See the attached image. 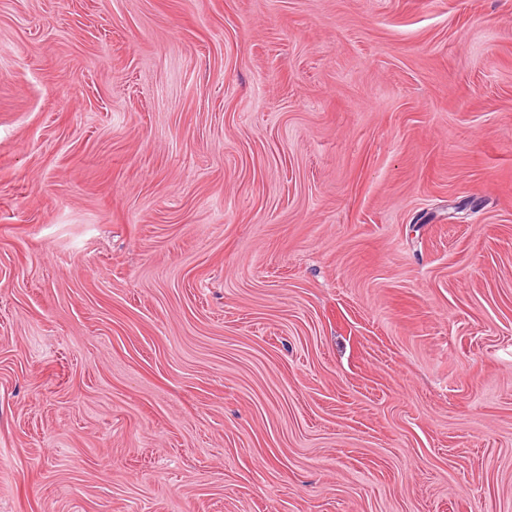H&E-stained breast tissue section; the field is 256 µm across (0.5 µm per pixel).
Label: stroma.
<instances>
[{
    "mask_svg": "<svg viewBox=\"0 0 512 512\" xmlns=\"http://www.w3.org/2000/svg\"><path fill=\"white\" fill-rule=\"evenodd\" d=\"M0 512H512V0H0Z\"/></svg>",
    "mask_w": 512,
    "mask_h": 512,
    "instance_id": "stroma-1",
    "label": "stroma"
}]
</instances>
